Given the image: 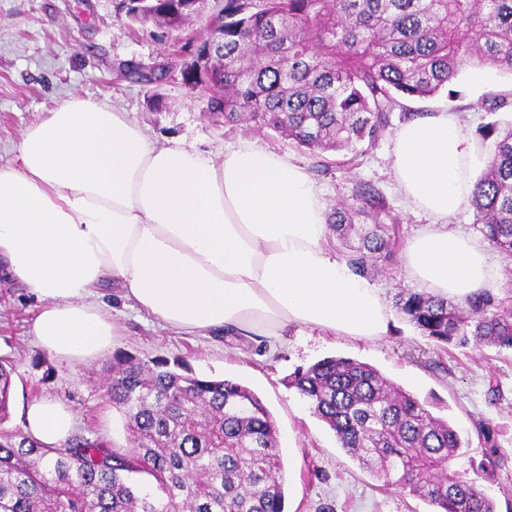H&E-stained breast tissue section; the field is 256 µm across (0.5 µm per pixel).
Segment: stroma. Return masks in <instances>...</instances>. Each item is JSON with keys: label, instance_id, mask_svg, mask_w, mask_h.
Segmentation results:
<instances>
[{"label": "stroma", "instance_id": "stroma-1", "mask_svg": "<svg viewBox=\"0 0 512 512\" xmlns=\"http://www.w3.org/2000/svg\"><path fill=\"white\" fill-rule=\"evenodd\" d=\"M204 33L200 20L167 36L151 24H129L116 13L114 0H0V165L15 164L14 145L21 131L71 93L128 113L150 142L183 141L222 157L248 132L208 112L202 91L185 85L179 70L190 56L189 39ZM167 61L172 67L157 84L116 75L117 65L124 62L149 69ZM156 95L162 99L157 107L151 103ZM496 97L507 99V106L492 109ZM405 110L455 114L486 156L491 144L481 141L478 129L512 122V76L469 68L453 93L407 102ZM256 140L311 170L326 205L350 196L359 183L379 190L389 206L384 221L398 225L401 242H408L416 226L426 221L397 184L391 137L351 167L337 165L336 154H328L332 166L324 174L314 172L315 157L274 133L257 134ZM102 291L120 331L112 351L89 362L62 361L29 335L41 304L9 278L5 261H0V359L11 363L14 379L7 429L21 430V412L31 400L58 398L76 412L78 435L112 448L128 447L125 419L104 388L114 353L146 363L177 361L198 376L239 382L266 406L278 429L284 512H430L423 500L398 487H383L362 469L308 401L289 388L287 377L296 368L343 356L374 366L419 397L436 398L439 415L471 441L468 454L455 459L453 468L493 496L496 512H512L511 351L473 345L442 349L394 313L388 332L372 340L290 327L286 343L272 354L265 343L253 339L187 336L162 328L130 307L117 285L105 282ZM482 422L494 429L501 457L486 458L478 435Z\"/></svg>", "mask_w": 512, "mask_h": 512}]
</instances>
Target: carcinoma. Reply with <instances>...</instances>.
I'll return each instance as SVG.
<instances>
[{
	"label": "carcinoma",
	"instance_id": "obj_1",
	"mask_svg": "<svg viewBox=\"0 0 512 512\" xmlns=\"http://www.w3.org/2000/svg\"><path fill=\"white\" fill-rule=\"evenodd\" d=\"M206 0H117L132 24L174 32ZM512 75V0H224L206 37L182 64L186 85L207 95L224 123L270 129L317 155L359 157L385 135L404 99L453 93L463 70ZM126 76L156 83L166 65ZM493 149L474 184L475 223L512 257V124L480 128ZM383 196L358 186L328 214L351 269L372 277L391 260L398 226L384 224ZM394 307L420 336L512 350V303L487 292L467 308L409 289ZM288 386L343 448L383 486H398L436 512H496L480 485L451 470L469 443L375 367L327 357L288 376ZM12 366L0 360V512H283L284 474L275 423L231 380L180 373L166 361L113 358L107 393L131 447L82 436L60 448L8 430Z\"/></svg>",
	"mask_w": 512,
	"mask_h": 512
}]
</instances>
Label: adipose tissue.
<instances>
[{"mask_svg": "<svg viewBox=\"0 0 512 512\" xmlns=\"http://www.w3.org/2000/svg\"><path fill=\"white\" fill-rule=\"evenodd\" d=\"M18 165L0 166V257L40 300L37 345L65 361L109 350L117 331L99 288L179 333L260 337L276 349L290 326L359 339L388 330L382 288L326 243V204L306 169L251 139L222 161L195 147L155 145L126 113L69 96L22 131ZM478 155L454 114L403 125L393 170L423 213L404 251L419 289L463 299L500 278L479 240L450 228L471 205ZM21 418L50 447L76 426L61 401Z\"/></svg>", "mask_w": 512, "mask_h": 512, "instance_id": "obj_1", "label": "adipose tissue"}]
</instances>
